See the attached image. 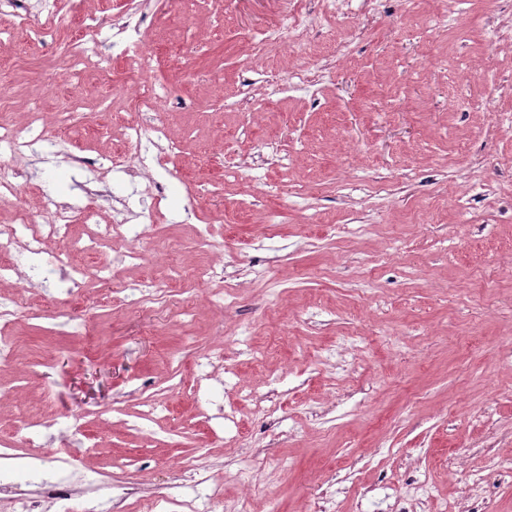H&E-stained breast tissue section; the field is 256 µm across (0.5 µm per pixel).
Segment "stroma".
<instances>
[{"label":"stroma","instance_id":"obj_1","mask_svg":"<svg viewBox=\"0 0 512 512\" xmlns=\"http://www.w3.org/2000/svg\"><path fill=\"white\" fill-rule=\"evenodd\" d=\"M28 4L26 27L0 16L14 30L0 44L7 118L35 142L0 225L17 203L46 199L101 226L121 210L153 215L156 260L123 279L180 283L196 316L121 309L95 279L79 294L35 283L9 330L19 360L4 378L17 394L0 403V443L25 452L31 417L72 425L101 500L100 472L164 499L200 461L246 512H304L316 489L324 512H461L477 499L512 512L500 468L512 458V0H453L448 18L441 0L414 13L387 0L375 16L346 0L353 23L316 21L305 46L330 81L270 97L266 72L293 60L255 62L251 109L240 32L270 20L267 0H143L138 72L113 60L124 0H85L102 21L90 54L112 70L56 83L46 71L63 68L77 10L60 0L62 27L37 43L25 31L45 18ZM147 86L179 144L176 176L77 169L53 153L59 140L111 153ZM227 152L240 159L231 176L217 166ZM202 215L236 290L218 311L192 230ZM78 315L102 339L97 355L75 333ZM214 345L223 362L199 371L196 354ZM416 481L426 501L406 498Z\"/></svg>","mask_w":512,"mask_h":512}]
</instances>
